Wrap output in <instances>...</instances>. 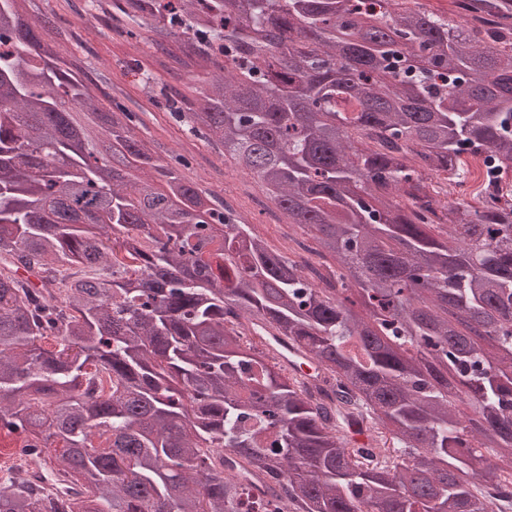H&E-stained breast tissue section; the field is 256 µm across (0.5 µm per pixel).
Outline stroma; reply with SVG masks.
Masks as SVG:
<instances>
[{"label":"stroma","mask_w":512,"mask_h":512,"mask_svg":"<svg viewBox=\"0 0 512 512\" xmlns=\"http://www.w3.org/2000/svg\"><path fill=\"white\" fill-rule=\"evenodd\" d=\"M29 11L54 15V36L63 45L65 60L85 73L101 106L134 113V134L150 144L162 163L248 213L254 232L273 249L303 260L302 246L311 243V236L289 227L252 177L234 170L222 155L190 136L184 122L166 107L169 98L196 101L204 88L202 71L169 58L164 65L153 66L149 87L123 77L121 69L133 53L125 34L127 21L112 0H31Z\"/></svg>","instance_id":"1"}]
</instances>
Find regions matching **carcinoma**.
Wrapping results in <instances>:
<instances>
[{"instance_id": "1", "label": "carcinoma", "mask_w": 512, "mask_h": 512, "mask_svg": "<svg viewBox=\"0 0 512 512\" xmlns=\"http://www.w3.org/2000/svg\"><path fill=\"white\" fill-rule=\"evenodd\" d=\"M377 2H113L212 73L176 113L315 232L323 274L158 163L35 33L52 17L0 0V431L71 485L8 477L0 512H249L250 491L268 512H489L465 471L512 460V34ZM467 154L477 206L424 177ZM262 323L336 377L322 401L244 340ZM348 407L393 455L360 465ZM354 421H358L360 423V425H362L363 427H368L370 429V432H371L373 438H374V441L370 447V448H372L373 456L372 455H364V457L359 459L364 464V466L372 467L379 459L376 456V454L378 452V450L376 448H390L391 445L389 442V437L384 432V430L379 429V427L377 425H374L371 421H369L366 418L363 419L360 417H356V419Z\"/></svg>"}]
</instances>
